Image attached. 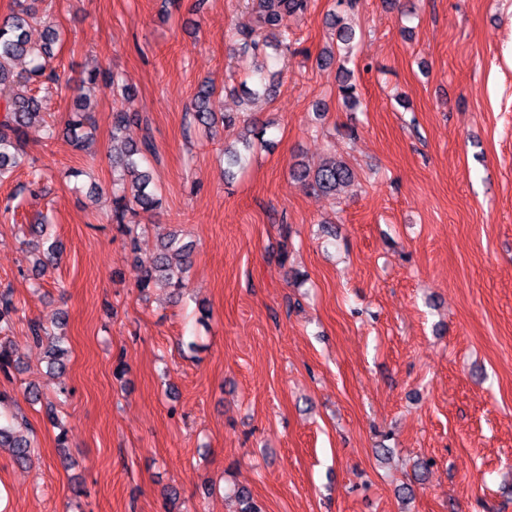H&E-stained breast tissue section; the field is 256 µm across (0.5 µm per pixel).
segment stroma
Listing matches in <instances>:
<instances>
[{"mask_svg": "<svg viewBox=\"0 0 512 512\" xmlns=\"http://www.w3.org/2000/svg\"><path fill=\"white\" fill-rule=\"evenodd\" d=\"M40 9L61 32L63 90L42 100L57 133L28 130L36 193L25 168L0 182L21 358L0 416L30 422L37 452L21 466L0 448V512H235L236 486L263 512H512V0H360L354 111L339 60L321 58L337 0H312L250 111L264 141L232 175L234 129L205 133L192 112L204 84L240 109L252 63L228 30L255 27L244 0ZM96 66L129 96L89 88ZM84 96L88 153L63 133ZM117 111L148 119L159 155L162 206L139 215L134 248L108 220ZM332 151L356 176L337 198L292 174ZM42 222L63 250L36 278L21 239ZM175 228L194 244L189 284L141 298L133 259ZM61 316L70 353L52 377L28 324Z\"/></svg>", "mask_w": 512, "mask_h": 512, "instance_id": "1", "label": "stroma"}]
</instances>
